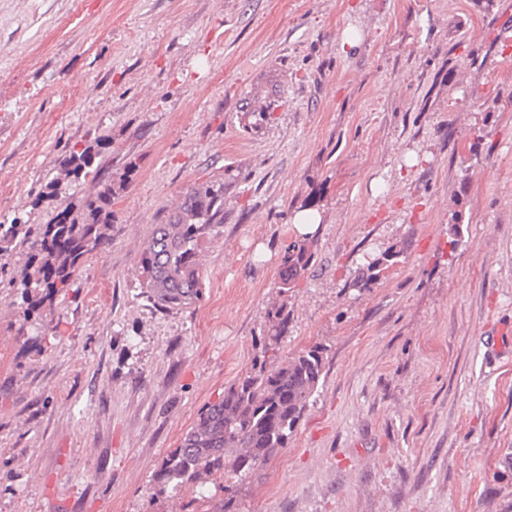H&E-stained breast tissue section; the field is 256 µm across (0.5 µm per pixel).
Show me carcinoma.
Listing matches in <instances>:
<instances>
[{
	"instance_id": "carcinoma-1",
	"label": "carcinoma",
	"mask_w": 512,
	"mask_h": 512,
	"mask_svg": "<svg viewBox=\"0 0 512 512\" xmlns=\"http://www.w3.org/2000/svg\"><path fill=\"white\" fill-rule=\"evenodd\" d=\"M106 145L96 137L82 150L70 151L62 162L66 177L92 178L90 194L36 228L23 231L14 221L0 222V252L18 251L28 257V269L17 284L21 303L15 317L20 322L27 321L37 305L33 295L45 299L70 287L84 261L110 238L115 200L128 188L135 164L112 174L100 161ZM223 226L224 179L193 183L181 203L154 225L140 253L142 285L154 303L187 308L202 300L205 274L199 248ZM312 246L310 240L295 239L284 248L281 294L288 295L308 269ZM267 318L263 359L224 387L222 397L201 410L180 444L162 458L154 471L156 490L150 502L185 490L195 494L211 483L215 493L207 498L209 512H236L238 486L261 477L265 465L288 447L323 375V348L314 345L293 357H280L277 345L288 332L287 303L273 305Z\"/></svg>"
}]
</instances>
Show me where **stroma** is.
Here are the masks:
<instances>
[{
  "label": "stroma",
  "mask_w": 512,
  "mask_h": 512,
  "mask_svg": "<svg viewBox=\"0 0 512 512\" xmlns=\"http://www.w3.org/2000/svg\"><path fill=\"white\" fill-rule=\"evenodd\" d=\"M506 36L512 0H0V221L89 191L60 162L94 136L137 165L27 323L26 258L0 254V512H165L153 472L259 358L304 208L280 353L321 345L325 371L240 512H512ZM211 176L203 298L160 308L141 247ZM322 216L317 211L301 209L293 218L294 233L297 236H312L321 224ZM313 242L307 239L291 241L283 251L281 258L280 286L283 296L288 297V290L294 288L295 282L305 273L314 256Z\"/></svg>",
  "instance_id": "obj_1"
}]
</instances>
